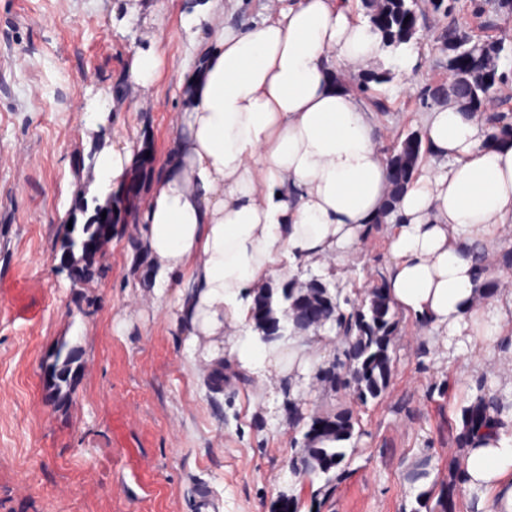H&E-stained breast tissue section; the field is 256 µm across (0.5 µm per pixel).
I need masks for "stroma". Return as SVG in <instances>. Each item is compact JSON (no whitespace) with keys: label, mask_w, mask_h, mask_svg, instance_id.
<instances>
[{"label":"stroma","mask_w":512,"mask_h":512,"mask_svg":"<svg viewBox=\"0 0 512 512\" xmlns=\"http://www.w3.org/2000/svg\"><path fill=\"white\" fill-rule=\"evenodd\" d=\"M201 0H0V512H413L420 493L447 484L462 462L460 406L476 382L512 393V339L488 344L460 328L407 318L393 336L384 396L354 407L365 429L347 478L293 475L283 455L297 422L338 407L315 378L327 352L299 350L264 381L244 385L225 367L223 394L205 379L223 336H194L180 297L157 303L134 278L133 224H116L101 277L73 287L54 260L56 229L88 193L94 157L112 140L168 152L184 110V82L199 63ZM163 65L146 88L131 80L134 56L153 47ZM413 71L391 68L377 86L378 145L421 129L417 93L448 78L433 29L415 45ZM114 102L109 123L90 124L95 104ZM390 262L379 225L354 258L309 264L342 285L380 280ZM78 348L76 403H54L44 367L60 341ZM430 459L428 479L412 468Z\"/></svg>","instance_id":"obj_1"}]
</instances>
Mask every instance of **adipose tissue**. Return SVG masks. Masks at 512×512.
Returning a JSON list of instances; mask_svg holds the SVG:
<instances>
[{
    "label": "adipose tissue",
    "mask_w": 512,
    "mask_h": 512,
    "mask_svg": "<svg viewBox=\"0 0 512 512\" xmlns=\"http://www.w3.org/2000/svg\"><path fill=\"white\" fill-rule=\"evenodd\" d=\"M349 2L289 0L240 28L223 0H206L209 36L186 82L188 104L141 208L155 296L179 284L191 296V330L233 337L228 357L255 377L274 350L251 319L257 292L307 262L357 251L390 190L375 115L340 76L388 56L411 68L417 55L387 53ZM423 130L447 164L428 167L400 199L388 295L432 326L477 319L483 336L503 335L512 295L482 302L465 253L477 237L499 243L512 224V145L487 144L480 117L451 99ZM133 149L122 140L97 155L98 200L125 179ZM464 466L480 512H512V436L467 449Z\"/></svg>",
    "instance_id": "adipose-tissue-1"
}]
</instances>
